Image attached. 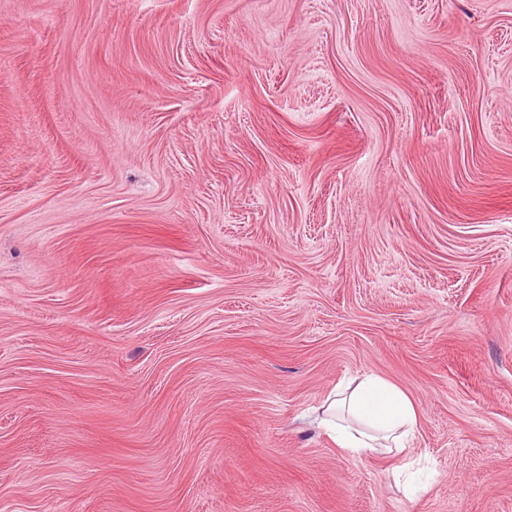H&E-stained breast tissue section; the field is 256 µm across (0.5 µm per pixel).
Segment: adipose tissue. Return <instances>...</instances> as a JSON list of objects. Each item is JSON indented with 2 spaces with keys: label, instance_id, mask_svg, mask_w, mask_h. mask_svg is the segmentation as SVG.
<instances>
[{
  "label": "adipose tissue",
  "instance_id": "1",
  "mask_svg": "<svg viewBox=\"0 0 512 512\" xmlns=\"http://www.w3.org/2000/svg\"><path fill=\"white\" fill-rule=\"evenodd\" d=\"M316 422L352 454H400L416 436L418 415L403 390L368 375L357 384L336 386L321 405Z\"/></svg>",
  "mask_w": 512,
  "mask_h": 512
}]
</instances>
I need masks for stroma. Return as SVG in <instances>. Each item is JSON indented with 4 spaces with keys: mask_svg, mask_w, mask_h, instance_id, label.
I'll return each mask as SVG.
<instances>
[{
    "mask_svg": "<svg viewBox=\"0 0 512 512\" xmlns=\"http://www.w3.org/2000/svg\"><path fill=\"white\" fill-rule=\"evenodd\" d=\"M0 512H512V0H0ZM319 411L318 427L327 431L339 448L357 456L404 453L418 427L410 397L374 375L365 376L355 386L352 382L336 386Z\"/></svg>",
    "mask_w": 512,
    "mask_h": 512,
    "instance_id": "35a3bbf8",
    "label": "stroma"
}]
</instances>
